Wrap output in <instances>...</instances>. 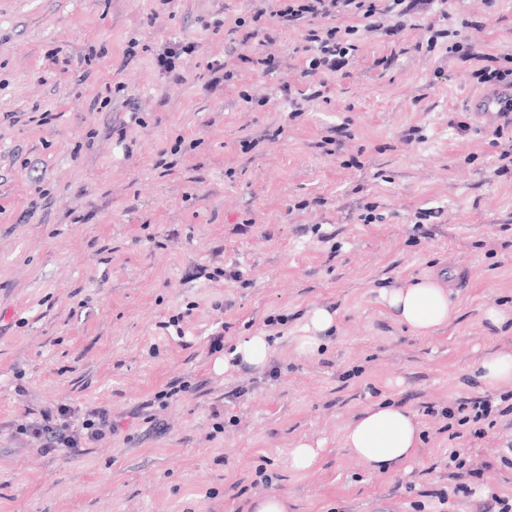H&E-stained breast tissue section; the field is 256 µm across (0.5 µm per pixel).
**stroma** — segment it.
<instances>
[{
	"label": "stroma",
	"mask_w": 512,
	"mask_h": 512,
	"mask_svg": "<svg viewBox=\"0 0 512 512\" xmlns=\"http://www.w3.org/2000/svg\"><path fill=\"white\" fill-rule=\"evenodd\" d=\"M279 5L0 0V512H249L268 493L288 512H477L512 497V384L479 371L512 352V170L498 171L512 125L467 109L487 86L454 49L512 71V0L241 44L239 24ZM332 28L349 62L305 97L306 35ZM262 53L272 73L250 61ZM430 274L469 285L450 291L457 320L418 336L378 294ZM317 307L339 328L306 356ZM256 334L266 366L229 363ZM471 397L500 411L480 439L446 415ZM379 400L419 423L408 472L369 473L343 446ZM59 403L108 410L117 430L45 452L20 427ZM302 442L319 450L309 471L289 460ZM453 452L480 469L476 496L454 494Z\"/></svg>",
	"instance_id": "1"
}]
</instances>
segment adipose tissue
Returning <instances> with one entry per match:
<instances>
[{"label":"adipose tissue","instance_id":"1","mask_svg":"<svg viewBox=\"0 0 512 512\" xmlns=\"http://www.w3.org/2000/svg\"><path fill=\"white\" fill-rule=\"evenodd\" d=\"M380 299L393 320L419 336L435 333L458 316L445 282L435 276L398 279L381 292ZM420 440L413 413L387 401L363 407L343 434L345 448L374 473L407 470Z\"/></svg>","mask_w":512,"mask_h":512}]
</instances>
